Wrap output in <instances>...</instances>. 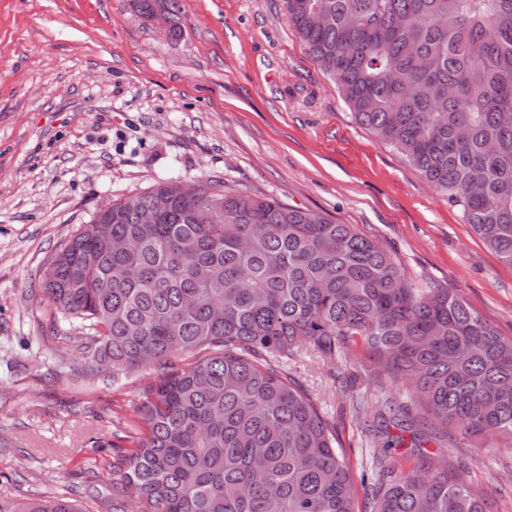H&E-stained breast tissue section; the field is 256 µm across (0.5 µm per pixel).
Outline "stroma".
Listing matches in <instances>:
<instances>
[{"instance_id": "obj_1", "label": "stroma", "mask_w": 512, "mask_h": 512, "mask_svg": "<svg viewBox=\"0 0 512 512\" xmlns=\"http://www.w3.org/2000/svg\"><path fill=\"white\" fill-rule=\"evenodd\" d=\"M169 39L131 0H0V502L112 495L107 445L153 371L92 369L39 285L103 204L161 180L220 181L352 224L408 280L461 295L512 337V267L394 149L359 126L310 57L284 0H181ZM291 370L336 425L354 478L373 483L377 414L400 398L361 352ZM105 443L90 450L91 441ZM512 512V449L427 442Z\"/></svg>"}]
</instances>
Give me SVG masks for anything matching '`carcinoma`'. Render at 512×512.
Masks as SVG:
<instances>
[{"label": "carcinoma", "mask_w": 512, "mask_h": 512, "mask_svg": "<svg viewBox=\"0 0 512 512\" xmlns=\"http://www.w3.org/2000/svg\"><path fill=\"white\" fill-rule=\"evenodd\" d=\"M133 0L182 33L180 0ZM354 120L395 149L512 267V0H286ZM326 22L310 25L307 15ZM158 182L95 211L40 288L92 366L153 368L139 423L112 439L105 512H358L333 423L288 362L361 347L409 404H385L383 447L455 431L512 441V339L448 288H417L351 224L272 196ZM168 199L155 224L139 213ZM367 512H486L447 465L392 472ZM0 512H85L67 497Z\"/></svg>", "instance_id": "1"}]
</instances>
